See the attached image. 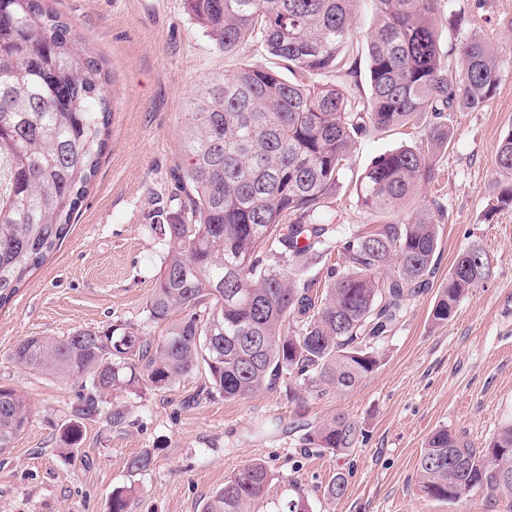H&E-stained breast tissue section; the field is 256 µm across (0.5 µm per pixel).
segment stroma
I'll return each instance as SVG.
<instances>
[{"label": "stroma", "instance_id": "1", "mask_svg": "<svg viewBox=\"0 0 512 512\" xmlns=\"http://www.w3.org/2000/svg\"><path fill=\"white\" fill-rule=\"evenodd\" d=\"M454 4L495 48L502 77L480 110L455 114L437 180L422 185L407 209L444 204L437 265L428 289L379 343V367L341 395L308 388L292 398L284 377L233 401L210 391L199 370L165 390L120 393L123 424L112 425L105 412L85 421L79 447L68 452L61 435L81 379L23 369L12 347L26 336L112 324L165 335L166 324L145 312L166 251L152 225L179 191L186 103L201 79L273 59L258 43L230 55L215 49L183 0H57L108 61L115 112L110 146L69 235L0 309V385L33 408L12 448L0 453V512H108L113 491L129 486V512H202L227 477L255 461L267 467L270 484L253 512H277L300 495L311 512H512L506 499L480 489L448 503L417 488V461L432 432L445 428L481 448L512 420V209L485 216L497 189V148L512 131V0ZM422 136L421 123L412 122L362 137L352 174ZM351 176L328 210L345 234L379 220L358 204ZM470 248L487 252L488 275L448 323L434 324L437 293ZM339 414L357 426L355 447L338 454L305 447L306 432ZM146 449L151 468L130 472V458ZM338 476L347 489L332 500L327 486Z\"/></svg>", "mask_w": 512, "mask_h": 512}]
</instances>
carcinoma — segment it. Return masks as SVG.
Instances as JSON below:
<instances>
[{
    "mask_svg": "<svg viewBox=\"0 0 512 512\" xmlns=\"http://www.w3.org/2000/svg\"><path fill=\"white\" fill-rule=\"evenodd\" d=\"M358 0H184L187 14L224 54L260 42L277 65L245 64L210 76L189 97L180 135L178 180L186 200L160 209L166 252L146 302L153 322L182 317L158 338L126 325L80 328L68 336H26L16 365L84 379V393L62 438L80 439L82 421L117 391L162 390L204 368L210 389L246 398L285 375L299 385L343 394L374 372L376 344L436 270L443 205L389 219L436 178L453 139L451 115L482 108L501 71L494 48L468 33L443 51L441 0H375L367 36L369 94L287 79L282 70L357 78L353 43ZM114 77L107 60L73 31L52 0H0V308L61 245L108 150ZM428 118L420 144L376 156L356 178L357 202L386 217L338 238L325 219L358 139ZM501 176L489 212L512 206V132L495 159ZM323 292L301 278L332 251ZM489 259L459 253L431 309L452 319L480 287ZM32 415L26 398L0 387V453ZM353 422L338 415L306 441L333 453L355 444ZM151 452L128 469H150ZM418 490L455 502L473 489L512 499V421L488 446L474 448L439 429L417 462ZM260 462L224 480L203 512H251L268 489ZM132 490L112 493L110 512H129Z\"/></svg>",
    "mask_w": 512,
    "mask_h": 512,
    "instance_id": "obj_1",
    "label": "carcinoma"
}]
</instances>
